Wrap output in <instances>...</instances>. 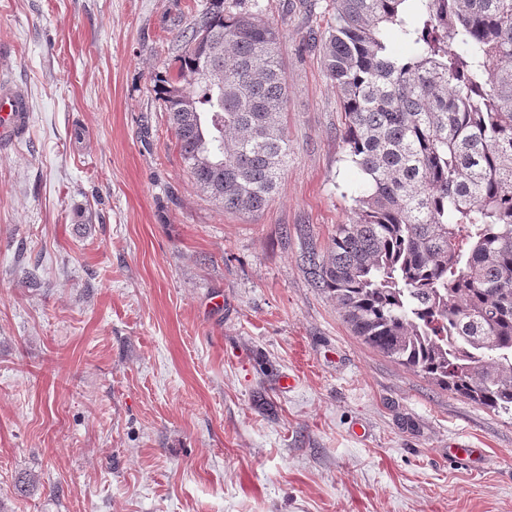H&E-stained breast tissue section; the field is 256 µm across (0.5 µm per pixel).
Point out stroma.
I'll list each match as a JSON object with an SVG mask.
<instances>
[{"instance_id":"obj_1","label":"stroma","mask_w":512,"mask_h":512,"mask_svg":"<svg viewBox=\"0 0 512 512\" xmlns=\"http://www.w3.org/2000/svg\"><path fill=\"white\" fill-rule=\"evenodd\" d=\"M200 2L0 0L32 109L0 151V512H512V415L364 344L302 260L362 184L313 46L331 0H243L288 79L253 214L195 186L154 99Z\"/></svg>"}]
</instances>
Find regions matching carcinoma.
Here are the masks:
<instances>
[{
  "label": "carcinoma",
  "mask_w": 512,
  "mask_h": 512,
  "mask_svg": "<svg viewBox=\"0 0 512 512\" xmlns=\"http://www.w3.org/2000/svg\"><path fill=\"white\" fill-rule=\"evenodd\" d=\"M319 51L364 176L304 253L352 333L444 390L512 413V0H332ZM155 98L194 183L263 209L288 156L278 30L206 0Z\"/></svg>",
  "instance_id": "carcinoma-1"
}]
</instances>
